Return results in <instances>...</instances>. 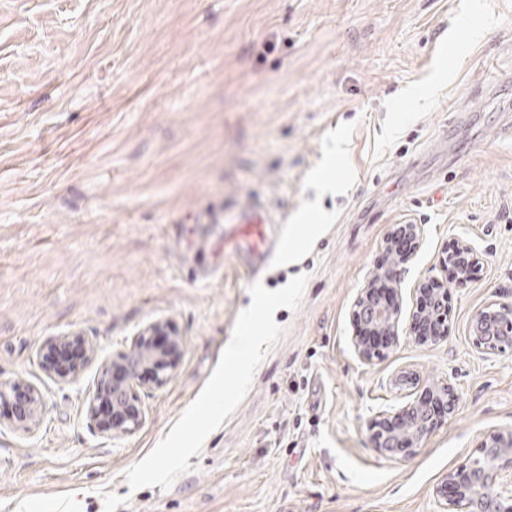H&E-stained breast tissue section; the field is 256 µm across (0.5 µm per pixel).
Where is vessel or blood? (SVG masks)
<instances>
[{
  "label": "vessel or blood",
  "instance_id": "1",
  "mask_svg": "<svg viewBox=\"0 0 512 512\" xmlns=\"http://www.w3.org/2000/svg\"><path fill=\"white\" fill-rule=\"evenodd\" d=\"M225 240L234 242L243 253L250 271H258L270 255L281 248L282 235L278 225L254 208H247L234 219Z\"/></svg>",
  "mask_w": 512,
  "mask_h": 512
}]
</instances>
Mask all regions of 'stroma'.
Returning <instances> with one entry per match:
<instances>
[{
  "instance_id": "stroma-1",
  "label": "stroma",
  "mask_w": 512,
  "mask_h": 512,
  "mask_svg": "<svg viewBox=\"0 0 512 512\" xmlns=\"http://www.w3.org/2000/svg\"><path fill=\"white\" fill-rule=\"evenodd\" d=\"M504 80L512 0H0V382L42 394L34 433L0 431V512H437L448 469L512 429V350L470 341L480 307L512 305ZM247 207L293 259L252 274L224 246L208 215ZM401 224L422 234L399 341L367 364L354 302ZM456 243L479 261L464 282L439 264ZM431 278L450 334L421 345ZM155 321L179 367L140 385L138 431L101 433L100 362ZM73 330L98 358L58 382L38 352ZM441 381L454 413L408 457L374 448L372 419ZM430 287H437V293L433 300L431 312L435 315V320H439L440 328L434 333H430L429 336L422 329H418L419 326L423 325L425 320H431V316L429 314L423 315L420 310L415 309L411 315V324L415 330V339L421 345L427 343L432 344L449 335L448 322L450 320L451 311L448 303V286H444V284L438 282H427L420 285L419 291L422 293Z\"/></svg>"
}]
</instances>
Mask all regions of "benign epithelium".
Listing matches in <instances>:
<instances>
[{
	"instance_id": "benign-epithelium-1",
	"label": "benign epithelium",
	"mask_w": 512,
	"mask_h": 512,
	"mask_svg": "<svg viewBox=\"0 0 512 512\" xmlns=\"http://www.w3.org/2000/svg\"><path fill=\"white\" fill-rule=\"evenodd\" d=\"M473 249L461 246L457 254L442 260L459 266L465 273L476 259L469 258ZM433 286L437 288L431 314L414 310L411 324L415 339L421 345L434 343L449 335L450 307L448 287L434 282L423 283L419 291ZM364 315L371 325L387 337L388 345L398 340V323L401 309L394 304L385 307L371 298V288L361 289L354 305V316ZM435 318L440 328L426 334L419 326ZM472 345L491 355H500L512 349V305L490 303L476 311L472 320ZM169 329L168 324L154 322L139 330L131 339L128 351L118 359L104 361L100 365L96 385L89 394L86 414L103 432L133 434L142 425L144 411L138 397L142 372L150 373L154 384L166 383L177 370L182 356L181 340L171 334L168 346L157 348L155 334ZM62 347H75L82 358L74 363L55 364L54 351ZM96 356L95 347L82 332L73 331L48 338L39 352L40 364L54 380L70 382L78 378L85 365ZM120 365L126 377L117 383L112 379V369ZM457 397L449 383H440L424 389L414 399L390 416H382L371 424L375 448L385 455L407 457L414 447L425 440L436 428L438 421L454 412ZM0 404L12 408L13 414L6 426L30 434L39 422L42 394L35 386L23 382L0 383ZM512 473V430L494 432L481 442L478 455L471 456L448 471L434 489L440 512H512V479L503 480V474Z\"/></svg>"
}]
</instances>
